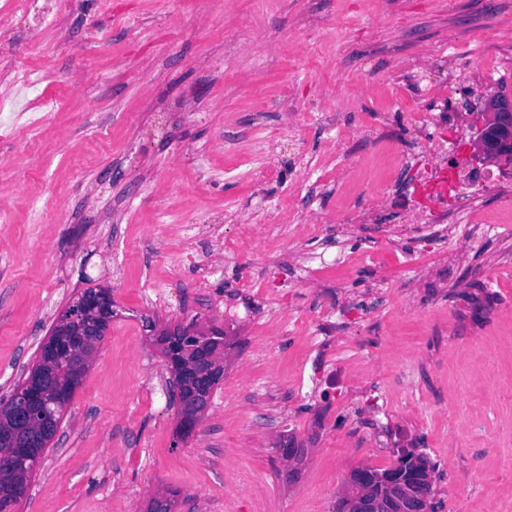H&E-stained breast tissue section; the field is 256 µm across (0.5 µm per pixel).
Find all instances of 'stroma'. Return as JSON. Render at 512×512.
Returning a JSON list of instances; mask_svg holds the SVG:
<instances>
[{
    "mask_svg": "<svg viewBox=\"0 0 512 512\" xmlns=\"http://www.w3.org/2000/svg\"><path fill=\"white\" fill-rule=\"evenodd\" d=\"M65 26L17 17L18 35L43 42L27 63L44 77L51 110L31 104L36 125L10 136L0 126V400L27 374L42 341L73 298L109 289L115 315L76 389L18 512H141L154 495L179 489L175 512H333L347 474L396 459L394 424L434 467L435 512H512V187L471 197L448 194L453 231L467 217L495 229L449 261L420 224L399 247L377 223L345 233L356 193L386 188L408 199L389 158L418 139L426 113L476 112L512 98V79L463 72L439 97L416 98L413 84L442 86L437 62L512 64V0H73ZM106 30L88 37L89 27ZM83 66L80 86L59 82ZM315 107L319 124L285 137L321 151L336 146L347 176L315 171L296 206L324 235L300 249L328 267L283 268L287 299L241 292L240 277L269 273L289 227L276 230L247 265L226 260L206 293L195 270L178 265L180 223L205 221L223 235L231 208L252 220L261 198L248 176L264 146L257 113ZM181 113L165 136L156 111ZM352 130L340 138L342 130ZM243 139L253 155L225 157L221 143ZM167 303L146 294L171 273ZM367 314L345 347L337 300ZM246 315L227 339L224 377L201 423L180 437L169 368L150 324L223 328L222 309ZM352 368L356 382L393 403L389 415L325 411L305 372L315 354ZM308 450L296 481L278 452L287 438ZM480 467L481 481L463 484Z\"/></svg>",
    "mask_w": 512,
    "mask_h": 512,
    "instance_id": "1",
    "label": "stroma"
}]
</instances>
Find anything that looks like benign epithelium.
Here are the masks:
<instances>
[{
  "label": "benign epithelium",
  "mask_w": 512,
  "mask_h": 512,
  "mask_svg": "<svg viewBox=\"0 0 512 512\" xmlns=\"http://www.w3.org/2000/svg\"><path fill=\"white\" fill-rule=\"evenodd\" d=\"M492 117L484 132L476 139V156L484 160H500L507 156L512 159V99L505 98L490 107ZM112 306L107 294L99 290L87 296L83 311H79L64 323H76L75 332L64 331L49 343L50 350L64 353L70 358L87 357L95 341L101 323L111 318ZM224 346L207 339L195 347L193 358L176 366L191 388V395L183 400L187 420L184 433L196 430L197 421L207 410L211 400L210 382L224 368ZM64 398L67 391L54 388L38 377L30 379L14 400L15 412L24 419H31L46 404L50 395ZM346 481L360 485L364 490L356 495L343 496L336 501V512H432L433 478L432 471L416 459L401 460L386 474H377L368 467L351 471Z\"/></svg>",
  "instance_id": "1"
}]
</instances>
